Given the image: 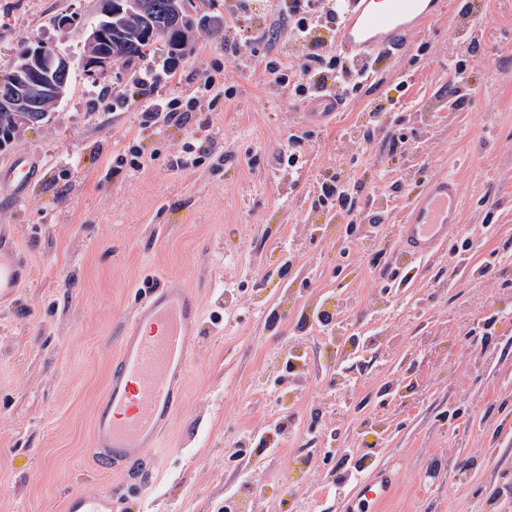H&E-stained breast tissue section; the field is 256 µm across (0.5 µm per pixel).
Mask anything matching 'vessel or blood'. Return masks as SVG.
I'll use <instances>...</instances> for the list:
<instances>
[{
  "instance_id": "obj_1",
  "label": "vessel or blood",
  "mask_w": 512,
  "mask_h": 512,
  "mask_svg": "<svg viewBox=\"0 0 512 512\" xmlns=\"http://www.w3.org/2000/svg\"><path fill=\"white\" fill-rule=\"evenodd\" d=\"M449 0H346L336 49L354 65L406 51L414 32L446 15ZM316 111L302 115L306 126L333 123L343 104L335 95L316 99ZM36 174L32 157H17L0 192L22 196ZM462 217L460 185L451 174L431 178L409 200L396 227L398 252L406 263L434 257L447 244ZM31 273L0 227V304L14 301ZM202 304L197 291L180 279L148 286L132 314L121 317L118 351L112 357L106 388L96 402L88 457L97 466L151 485L159 464L157 451L180 412L189 369L201 351ZM395 474L371 467L348 492L357 512H380L390 498ZM65 512H127L111 489L85 483L70 493Z\"/></svg>"
}]
</instances>
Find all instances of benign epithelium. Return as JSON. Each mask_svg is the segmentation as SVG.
<instances>
[{"mask_svg": "<svg viewBox=\"0 0 512 512\" xmlns=\"http://www.w3.org/2000/svg\"><path fill=\"white\" fill-rule=\"evenodd\" d=\"M99 15L108 19L106 26H90L84 29L83 68L87 76L102 79L109 76L121 64L113 51L100 49L105 40L104 29H112L110 19L124 13L137 12L153 17L152 0H98ZM162 21L173 27H181L186 38H191L199 24L196 0H170ZM12 83L0 93V112L16 114L12 134L31 125L29 113L39 110L48 112L55 108L69 93V58L54 48L46 52L44 45L18 49L10 65Z\"/></svg>", "mask_w": 512, "mask_h": 512, "instance_id": "obj_1", "label": "benign epithelium"}]
</instances>
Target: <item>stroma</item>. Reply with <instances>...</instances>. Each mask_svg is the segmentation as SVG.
Returning <instances> with one entry per match:
<instances>
[{
    "instance_id": "stroma-1",
    "label": "stroma",
    "mask_w": 512,
    "mask_h": 512,
    "mask_svg": "<svg viewBox=\"0 0 512 512\" xmlns=\"http://www.w3.org/2000/svg\"><path fill=\"white\" fill-rule=\"evenodd\" d=\"M471 2L345 92L336 122L303 129L308 104L265 70L301 53L285 0H213L176 73L159 44L98 83L83 74L81 32L53 23L67 13L91 25L97 0H0V79L24 43L72 58L69 95L0 151V170L24 153L39 162L21 198L0 197V226L31 268L0 306V512H65L79 482L149 512H221L231 495L241 512H343L328 457L339 448L395 467L384 512H512V0ZM212 67L234 93L214 109L196 81ZM175 96L197 100L189 126L143 127L146 103ZM374 126L405 135V154L365 140ZM299 131L298 165L279 164ZM190 144L198 158L180 164ZM132 145L142 167L113 174V155ZM448 172L462 222L395 287L383 273L399 263L394 226L411 193ZM333 177L367 218L344 257L346 216L313 205ZM464 237L479 249L452 255ZM153 275L197 290L205 347L165 438L173 453L144 491L86 450L113 324ZM324 302L343 309L339 335L382 336L347 351L335 384L315 376L334 357L308 312Z\"/></svg>"
}]
</instances>
